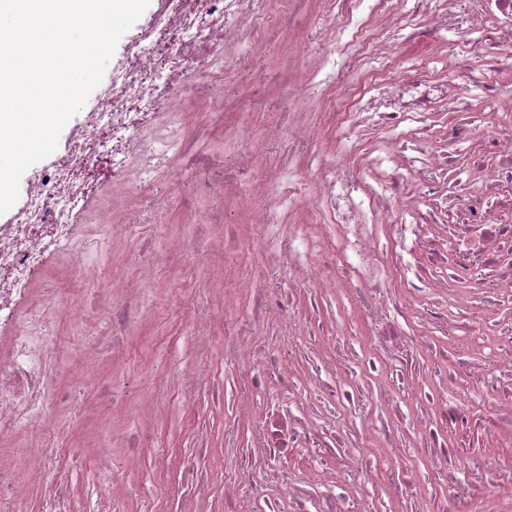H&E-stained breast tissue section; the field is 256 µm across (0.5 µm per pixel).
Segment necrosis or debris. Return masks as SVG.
Instances as JSON below:
<instances>
[{
  "label": "necrosis or debris",
  "instance_id": "obj_1",
  "mask_svg": "<svg viewBox=\"0 0 512 512\" xmlns=\"http://www.w3.org/2000/svg\"><path fill=\"white\" fill-rule=\"evenodd\" d=\"M311 13L289 0H162L129 28L54 164L26 180L25 200L0 224V437L33 426L56 399L50 365L61 361L73 328L90 319L122 336L146 315L138 298L158 286L170 254L187 264H243L269 256L284 288L243 278L235 290L199 286L207 299L192 335L224 341V371L238 415L254 434L225 482L262 501L263 512H374L365 489L375 476L394 503L434 499L436 512H512L497 496L512 471L497 469L495 439L512 429V122L492 112L512 86V0H316ZM291 34L282 60L293 74L287 99L270 102L265 128L242 122L226 152L204 150L224 110V87L241 76L265 40ZM414 44L428 53H409ZM477 88L469 114L461 84ZM438 123H430L433 111ZM336 117L333 140L315 143L314 118ZM110 145L118 162L110 184L69 224L59 203L83 195L85 176ZM266 193L244 196L253 175ZM246 198L252 228L238 244L218 230L224 202ZM188 224L157 252L170 212ZM153 229L126 262L130 279L93 256L110 239ZM65 260L78 304L43 282L38 315L22 318L17 279L43 261L48 244ZM350 295L367 324L358 370L338 373L324 357L299 376L282 366L313 342L337 345L316 318L294 310ZM256 296L259 315L233 314L236 293ZM440 336L488 345L480 379L456 389L466 368L429 383L416 370ZM346 409L368 434L354 444L327 407ZM480 434L465 453L447 433ZM311 461L301 475L281 460ZM431 456L420 477L412 452ZM70 452L34 463L0 457V512H74L62 473Z\"/></svg>",
  "mask_w": 512,
  "mask_h": 512
}]
</instances>
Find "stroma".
Returning <instances> with one entry per match:
<instances>
[{
  "instance_id": "35a3bbf8",
  "label": "stroma",
  "mask_w": 512,
  "mask_h": 512,
  "mask_svg": "<svg viewBox=\"0 0 512 512\" xmlns=\"http://www.w3.org/2000/svg\"><path fill=\"white\" fill-rule=\"evenodd\" d=\"M243 80L226 86L224 124L245 119L248 101L263 97L271 100L286 94L289 78L285 71L254 70L250 56L241 61ZM172 288L161 285L147 290L142 303L146 319L120 344H113L108 330L98 333L99 357L86 365L80 346L84 331H76L67 368L54 372L59 390H66L69 373H81L86 384L80 396L70 403L48 409L47 416L57 430V440L68 448H85L108 442L116 452L107 467L85 461L73 474L78 512H88L96 500V485L108 482L117 500L129 512H181L187 488L183 483L185 464L204 460L212 481L213 494L206 506L220 512L224 500V472L232 467L251 431L250 423L240 425L238 439L224 438V422L230 406L216 393L195 396L194 407L183 406L169 392L166 376L173 368L194 369L200 343L191 335L188 315L172 303ZM156 407L152 420L141 421L135 407L141 401ZM148 431L153 444L128 454L123 446L141 431ZM166 467H159V458Z\"/></svg>"
}]
</instances>
